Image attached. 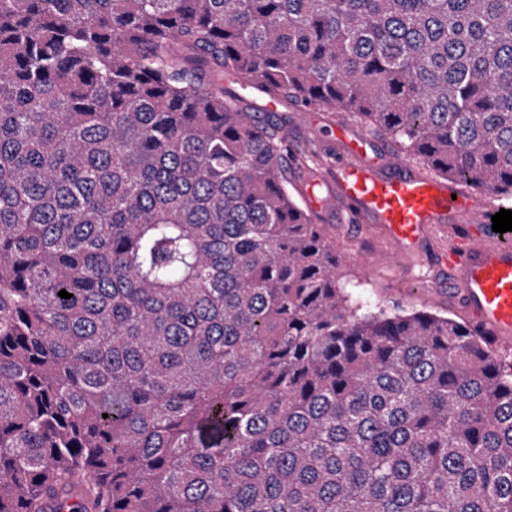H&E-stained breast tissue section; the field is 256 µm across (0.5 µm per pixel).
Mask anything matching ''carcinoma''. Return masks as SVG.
Masks as SVG:
<instances>
[{"label": "carcinoma", "mask_w": 512, "mask_h": 512, "mask_svg": "<svg viewBox=\"0 0 512 512\" xmlns=\"http://www.w3.org/2000/svg\"><path fill=\"white\" fill-rule=\"evenodd\" d=\"M226 79L512 197V0H0V512H512V373Z\"/></svg>", "instance_id": "obj_1"}]
</instances>
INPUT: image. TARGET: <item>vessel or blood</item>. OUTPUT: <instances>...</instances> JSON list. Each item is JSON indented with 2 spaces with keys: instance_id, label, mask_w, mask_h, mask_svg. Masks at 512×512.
<instances>
[{
  "instance_id": "vessel-or-blood-1",
  "label": "vessel or blood",
  "mask_w": 512,
  "mask_h": 512,
  "mask_svg": "<svg viewBox=\"0 0 512 512\" xmlns=\"http://www.w3.org/2000/svg\"><path fill=\"white\" fill-rule=\"evenodd\" d=\"M340 138L342 150L323 172H299L307 186L327 188L322 208L386 237L396 255L382 258L378 270L395 281L435 232H449L431 258L432 294H449L489 345L512 347V232H494L491 222L500 209L512 211V199L433 176L401 155L379 156L369 135L344 130Z\"/></svg>"
}]
</instances>
